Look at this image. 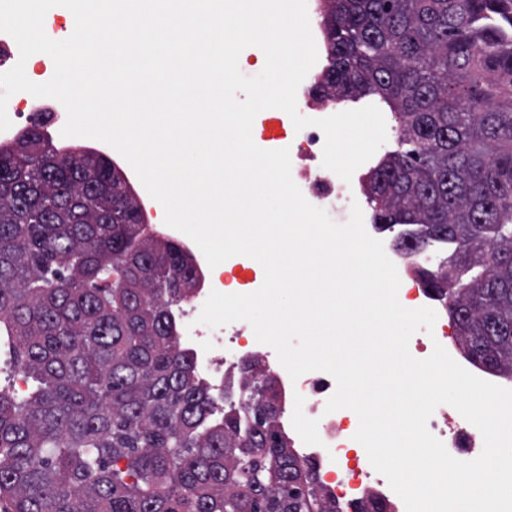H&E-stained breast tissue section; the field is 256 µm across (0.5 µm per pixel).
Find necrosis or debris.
<instances>
[{
    "mask_svg": "<svg viewBox=\"0 0 512 512\" xmlns=\"http://www.w3.org/2000/svg\"><path fill=\"white\" fill-rule=\"evenodd\" d=\"M49 108V98H37L26 92L12 95L7 105L12 126L0 132V145H11L19 137L24 129L25 113L35 114ZM323 145L324 134L319 128L288 131L293 181L310 203L332 215L345 211L347 205L342 196V180L322 165ZM385 253L395 264L401 280L400 303L409 309L430 305L432 298L414 273L417 266L427 263V256L419 251L390 247ZM249 265L243 256L227 259L224 267L231 272L227 279L209 266H199L197 290L190 301L175 310L176 320L184 328L183 341L193 352L200 375L219 389L227 376L238 371L242 358L261 359L277 377L288 403V414L281 418L280 424L287 430L298 455L315 464L324 496L344 506L346 512H355L361 500L374 494L390 504L392 512H406L402 499L390 488L386 478L373 469L367 454L355 441L357 415L348 409L326 412V403L336 390L331 375L313 371L291 380L275 351L257 341L247 322L237 321L216 329L198 324L197 317L211 291L245 294L260 288L264 275L250 271ZM427 427L456 459L473 460L483 449L479 430L448 405L436 408Z\"/></svg>",
    "mask_w": 512,
    "mask_h": 512,
    "instance_id": "4bbe7bcc",
    "label": "necrosis or debris"
}]
</instances>
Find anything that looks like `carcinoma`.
<instances>
[{
  "instance_id": "obj_1",
  "label": "carcinoma",
  "mask_w": 512,
  "mask_h": 512,
  "mask_svg": "<svg viewBox=\"0 0 512 512\" xmlns=\"http://www.w3.org/2000/svg\"><path fill=\"white\" fill-rule=\"evenodd\" d=\"M314 92L377 95L402 149L367 173L398 247L465 356L512 378V0H328ZM115 163L27 130L0 147V337L27 389H0L6 512H342L278 425L259 362L216 393L180 344V243L131 222ZM125 461V468L117 463Z\"/></svg>"
}]
</instances>
